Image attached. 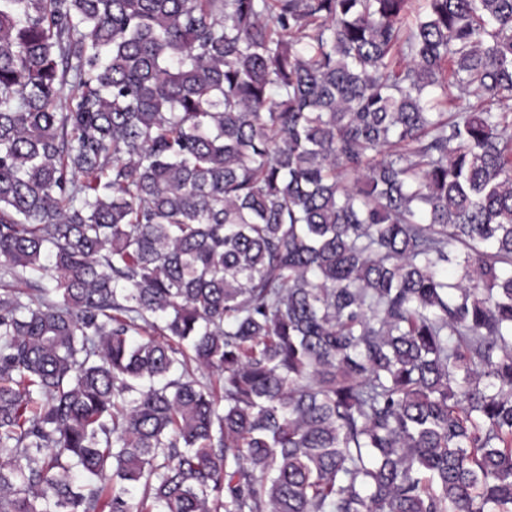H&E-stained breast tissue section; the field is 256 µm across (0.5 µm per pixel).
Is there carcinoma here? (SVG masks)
I'll return each mask as SVG.
<instances>
[{
  "label": "carcinoma",
  "mask_w": 512,
  "mask_h": 512,
  "mask_svg": "<svg viewBox=\"0 0 512 512\" xmlns=\"http://www.w3.org/2000/svg\"><path fill=\"white\" fill-rule=\"evenodd\" d=\"M0 512H512V0H0Z\"/></svg>",
  "instance_id": "obj_1"
}]
</instances>
